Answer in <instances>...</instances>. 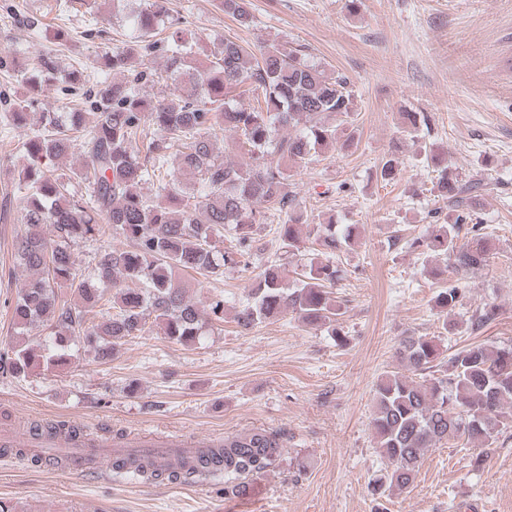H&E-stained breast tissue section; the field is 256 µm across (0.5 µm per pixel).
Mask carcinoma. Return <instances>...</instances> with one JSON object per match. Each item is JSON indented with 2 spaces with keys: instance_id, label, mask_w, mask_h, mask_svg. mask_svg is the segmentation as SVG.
Wrapping results in <instances>:
<instances>
[{
  "instance_id": "1",
  "label": "carcinoma",
  "mask_w": 512,
  "mask_h": 512,
  "mask_svg": "<svg viewBox=\"0 0 512 512\" xmlns=\"http://www.w3.org/2000/svg\"><path fill=\"white\" fill-rule=\"evenodd\" d=\"M167 0H141L130 10L133 34L101 56L91 111L29 112L31 101L9 113L15 125L37 126L25 143L27 165L14 182L26 232L15 244L24 268L41 277L22 289L13 309L25 330L50 324L52 335L38 348L14 347V373L61 367L71 362V345L82 339L99 361L112 357L118 342L146 332L147 319L169 339L185 347L200 341L205 328L224 320V294L200 307L187 297L181 272L220 276L238 265L260 241L267 213L287 220L277 225L278 249L266 261L234 318L240 328L283 314L297 315L310 326L328 325L342 341V307L328 288L339 277L336 252L356 242L359 225L314 224L302 234L303 216L294 206L288 169L300 168L329 148H347L354 139L358 106L348 79L329 73L321 63L277 45L254 53L226 36L211 51L208 65L193 60L199 44L179 35L181 19L170 15ZM224 13L238 26L253 22L249 0H221ZM161 55L166 77L178 93L149 97L155 73L132 68L136 56ZM252 95L255 105L234 104L235 92ZM152 126L154 136L144 139ZM292 134L281 135L283 128ZM242 137L251 162L238 166L215 152L216 130ZM79 152L82 164L64 170L59 161ZM437 168L434 189L451 204L448 222L426 238L393 243L446 263L452 272L474 273L489 259L490 246L463 209L467 186L448 164L432 157ZM85 185L80 194L75 184ZM156 186L155 195L143 185ZM228 231L236 251H219L217 238ZM472 241L458 243L461 232ZM127 242L123 249L98 254L97 280L78 274L73 247L107 234ZM311 241L324 259L314 257L293 284L286 283L289 256ZM126 282L136 288H125ZM67 285L82 305L58 297ZM461 290L438 291L434 304L451 312ZM498 308L486 303L469 317L478 330L496 320ZM404 370L386 372L376 384L373 429L375 451L388 461L372 488L378 497L413 486L426 449L449 441L470 447V465L480 469L485 456L512 428V343L468 345L447 355L438 336H404L396 348ZM283 437L265 429L224 437L217 454H206L178 470L156 467L146 456L115 458L112 470L144 482L188 483L216 469L224 474V498L238 499L249 490L248 476L266 472L282 456Z\"/></svg>"
}]
</instances>
